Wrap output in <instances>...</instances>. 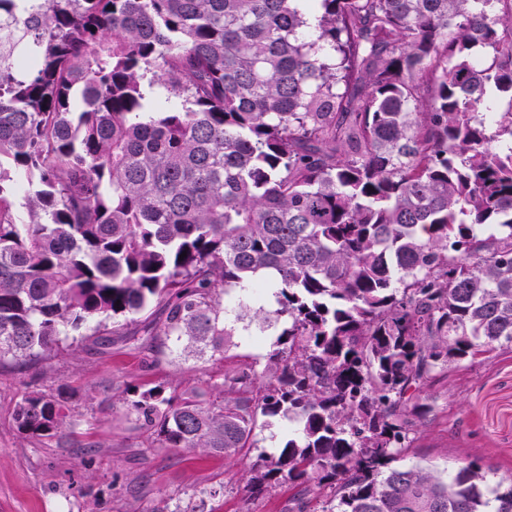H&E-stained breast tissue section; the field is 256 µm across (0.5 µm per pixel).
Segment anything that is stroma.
<instances>
[{
    "mask_svg": "<svg viewBox=\"0 0 512 512\" xmlns=\"http://www.w3.org/2000/svg\"><path fill=\"white\" fill-rule=\"evenodd\" d=\"M276 328L251 317L237 324L234 347L221 362L171 357L147 366L136 343L93 351L91 339L47 358L0 362V512H283L288 489L247 497L244 472L258 454L280 451L288 426L272 420L255 448L227 458L148 447L123 404L127 387L160 383L203 385L243 364H264ZM62 391L85 414L81 432L98 441L93 450L31 444L19 434L14 408L29 391ZM431 422L401 459L454 471L480 459L493 479L512 480V349H495L475 362L440 374L427 391ZM204 499H194L200 489Z\"/></svg>",
    "mask_w": 512,
    "mask_h": 512,
    "instance_id": "1",
    "label": "stroma"
}]
</instances>
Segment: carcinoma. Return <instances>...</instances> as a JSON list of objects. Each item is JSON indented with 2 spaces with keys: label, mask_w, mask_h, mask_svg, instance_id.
<instances>
[{
  "label": "carcinoma",
  "mask_w": 512,
  "mask_h": 512,
  "mask_svg": "<svg viewBox=\"0 0 512 512\" xmlns=\"http://www.w3.org/2000/svg\"><path fill=\"white\" fill-rule=\"evenodd\" d=\"M271 272L262 369L132 389L152 446L234 457L282 418L246 487L284 512H512L476 461L394 465L436 377L512 347V0H0V361L128 323L151 366L222 361L226 289ZM83 417L14 413L96 448Z\"/></svg>",
  "instance_id": "1"
}]
</instances>
